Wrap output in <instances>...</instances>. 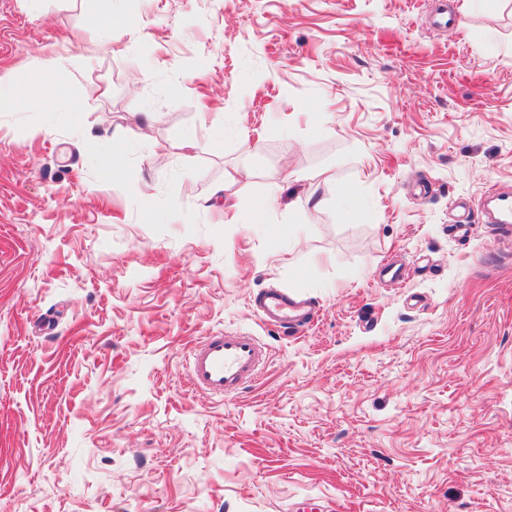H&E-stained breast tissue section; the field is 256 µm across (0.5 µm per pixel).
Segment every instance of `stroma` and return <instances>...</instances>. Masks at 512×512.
<instances>
[{
  "label": "stroma",
  "instance_id": "1",
  "mask_svg": "<svg viewBox=\"0 0 512 512\" xmlns=\"http://www.w3.org/2000/svg\"><path fill=\"white\" fill-rule=\"evenodd\" d=\"M49 58L79 112L0 116V512H512V0H0V82ZM215 331L268 349L231 398ZM257 310L264 320L286 329L302 326L312 315L309 304L280 291L262 293ZM188 361L194 389L228 397L257 378L267 361V351L254 336L213 334L190 352Z\"/></svg>",
  "mask_w": 512,
  "mask_h": 512
}]
</instances>
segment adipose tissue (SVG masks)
Returning <instances> with one entry per match:
<instances>
[{
  "label": "adipose tissue",
  "mask_w": 512,
  "mask_h": 512,
  "mask_svg": "<svg viewBox=\"0 0 512 512\" xmlns=\"http://www.w3.org/2000/svg\"><path fill=\"white\" fill-rule=\"evenodd\" d=\"M60 64V59L50 60L24 88L0 84V115L18 112L26 107L51 112L69 104L67 90L53 78Z\"/></svg>",
  "instance_id": "obj_1"
}]
</instances>
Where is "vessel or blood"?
<instances>
[{
    "label": "vessel or blood",
    "instance_id": "obj_1",
    "mask_svg": "<svg viewBox=\"0 0 512 512\" xmlns=\"http://www.w3.org/2000/svg\"><path fill=\"white\" fill-rule=\"evenodd\" d=\"M257 310L264 320L282 328L302 326L312 315L309 304L280 291L262 293ZM188 361L194 389L228 397L257 378L267 361V351L252 336L213 334L190 352Z\"/></svg>",
    "mask_w": 512,
    "mask_h": 512
}]
</instances>
